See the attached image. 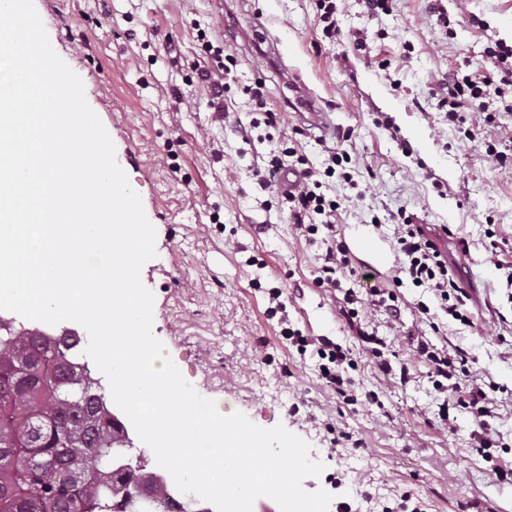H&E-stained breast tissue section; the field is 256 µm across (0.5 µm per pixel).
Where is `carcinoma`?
Segmentation results:
<instances>
[{"instance_id": "carcinoma-1", "label": "carcinoma", "mask_w": 512, "mask_h": 512, "mask_svg": "<svg viewBox=\"0 0 512 512\" xmlns=\"http://www.w3.org/2000/svg\"><path fill=\"white\" fill-rule=\"evenodd\" d=\"M74 336L0 334V512H115L125 485L113 455L126 446L105 393L77 362Z\"/></svg>"}]
</instances>
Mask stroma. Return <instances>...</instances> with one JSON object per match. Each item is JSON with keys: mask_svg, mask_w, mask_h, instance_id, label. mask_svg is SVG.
Wrapping results in <instances>:
<instances>
[{"mask_svg": "<svg viewBox=\"0 0 512 512\" xmlns=\"http://www.w3.org/2000/svg\"><path fill=\"white\" fill-rule=\"evenodd\" d=\"M56 53L77 72L86 100L111 137L116 160L156 229V255L141 270L154 294L153 334L203 397L221 413H244L263 428L283 425L324 463L306 490L325 489L351 512H396L405 501L426 512H512V93L490 106L500 128L462 103L449 112L448 84L486 74L485 52L512 44V0H339L336 32L324 33L317 0H34ZM275 42L286 70L252 51ZM232 54L224 70L215 47ZM224 79L226 120H216L197 73ZM305 83L334 131L303 130L283 108L286 77ZM264 81L283 121L265 125L249 90ZM296 150L324 170L329 155L348 161L322 190L338 202L336 231L352 265L336 290L315 279L326 229L299 236L288 205L255 175L272 155ZM504 161L489 164L487 150ZM424 224L458 266L478 301L471 325L446 316L431 289L394 287L397 313L363 302L365 330L383 341V374L339 313L344 291L368 276H391L400 216ZM495 250L499 261L487 259ZM278 288L293 328L352 350L357 404L342 403L320 377L313 353L298 355L267 316ZM505 325H498V317ZM420 336L474 359L494 383L497 442L491 458L473 449V414L448 407L428 364L409 341ZM362 440L331 447L332 431Z\"/></svg>", "mask_w": 512, "mask_h": 512, "instance_id": "1", "label": "stroma"}]
</instances>
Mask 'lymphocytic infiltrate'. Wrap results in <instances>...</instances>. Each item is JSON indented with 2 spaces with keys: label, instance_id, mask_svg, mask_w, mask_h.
Returning a JSON list of instances; mask_svg holds the SVG:
<instances>
[{
  "label": "lymphocytic infiltrate",
  "instance_id": "lymphocytic-infiltrate-1",
  "mask_svg": "<svg viewBox=\"0 0 512 512\" xmlns=\"http://www.w3.org/2000/svg\"><path fill=\"white\" fill-rule=\"evenodd\" d=\"M486 59L499 73V80L494 82L487 79L478 83L466 79L454 82L448 89L449 109H456L461 99L465 98L479 111H487L490 96L503 95L505 87H512V45L496 43L494 48L488 50ZM260 179L263 183L275 185L281 197L289 203L295 228L301 235L316 234L321 228L333 230L332 218L338 204L335 200L326 198L321 181L315 179L311 170L284 164L282 159L275 156L271 158ZM396 245L402 256L400 273H403L413 286H424L433 290L440 301L441 309L448 316L461 324H468L470 317L466 305L469 295L459 286L448 268L447 259L426 234L422 225L407 222L400 224ZM269 295L272 306L268 314L278 317L283 339L287 340L289 346L295 348L298 354L303 355L308 350H315L322 361V377L334 387L344 403H355L356 397L342 375L345 365L352 362L349 353L330 339L315 342L304 336L301 331L290 328L285 306L280 301L281 290L271 289ZM415 350L419 355L425 356L435 377L446 381L462 376L468 377L469 382L466 386L456 387L455 399L459 406L470 409L474 418L478 420L480 430L474 437L475 451L479 455H487L495 444L487 423L488 417L493 414L494 399L484 384L472 381L466 351L458 349L450 352L424 340L418 341Z\"/></svg>",
  "mask_w": 512,
  "mask_h": 512
}]
</instances>
